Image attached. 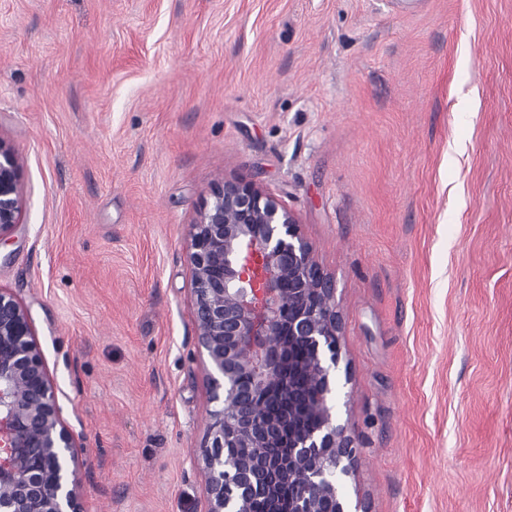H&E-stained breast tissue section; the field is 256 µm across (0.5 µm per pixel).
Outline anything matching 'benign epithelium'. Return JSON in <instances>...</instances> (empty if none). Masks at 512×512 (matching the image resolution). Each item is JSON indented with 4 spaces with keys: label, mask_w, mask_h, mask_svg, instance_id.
I'll return each instance as SVG.
<instances>
[{
    "label": "benign epithelium",
    "mask_w": 512,
    "mask_h": 512,
    "mask_svg": "<svg viewBox=\"0 0 512 512\" xmlns=\"http://www.w3.org/2000/svg\"><path fill=\"white\" fill-rule=\"evenodd\" d=\"M22 163L0 140V241L19 223ZM191 316L213 405L203 450L208 512L292 485L288 512H348L357 448L329 405L341 359L336 283L294 214L226 181L190 225ZM264 393L276 406L257 410ZM80 436L62 416L31 316L0 288V512H85ZM239 448H252L246 457Z\"/></svg>",
    "instance_id": "7a95c632"
}]
</instances>
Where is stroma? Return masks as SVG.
<instances>
[{
  "label": "stroma",
  "mask_w": 512,
  "mask_h": 512,
  "mask_svg": "<svg viewBox=\"0 0 512 512\" xmlns=\"http://www.w3.org/2000/svg\"><path fill=\"white\" fill-rule=\"evenodd\" d=\"M0 138L85 512H207L189 226L227 179L336 281L361 512H512V0H0Z\"/></svg>",
  "instance_id": "35a3bbf8"
}]
</instances>
